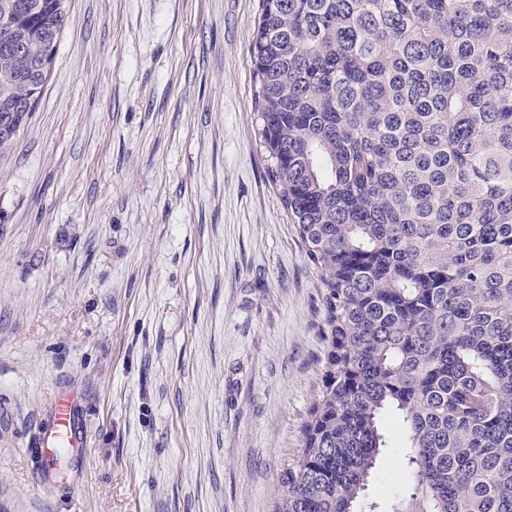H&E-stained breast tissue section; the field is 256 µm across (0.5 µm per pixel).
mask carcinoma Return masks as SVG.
I'll list each match as a JSON object with an SVG mask.
<instances>
[{
  "mask_svg": "<svg viewBox=\"0 0 512 512\" xmlns=\"http://www.w3.org/2000/svg\"><path fill=\"white\" fill-rule=\"evenodd\" d=\"M65 0H0V126ZM268 175L316 270L323 380L277 512H512V0H260ZM402 474L403 464L399 453L395 447L389 448L380 456L374 474L372 498L379 504L376 511L390 510L387 498L378 494V487H386L393 492L397 488Z\"/></svg>",
  "mask_w": 512,
  "mask_h": 512,
  "instance_id": "obj_1",
  "label": "carcinoma"
}]
</instances>
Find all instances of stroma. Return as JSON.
Here are the masks:
<instances>
[{
	"instance_id": "35a3bbf8",
	"label": "stroma",
	"mask_w": 512,
	"mask_h": 512,
	"mask_svg": "<svg viewBox=\"0 0 512 512\" xmlns=\"http://www.w3.org/2000/svg\"><path fill=\"white\" fill-rule=\"evenodd\" d=\"M259 0H68L0 149V512H275L320 292L256 133ZM81 458L36 477L47 400Z\"/></svg>"
}]
</instances>
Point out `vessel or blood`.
<instances>
[{"mask_svg":"<svg viewBox=\"0 0 512 512\" xmlns=\"http://www.w3.org/2000/svg\"><path fill=\"white\" fill-rule=\"evenodd\" d=\"M84 441V424L76 411L74 395L65 394L54 397L42 421L40 437V445L45 449L46 469H53L55 465V449L79 448L83 446Z\"/></svg>","mask_w":512,"mask_h":512,"instance_id":"vessel-or-blood-1","label":"vessel or blood"}]
</instances>
